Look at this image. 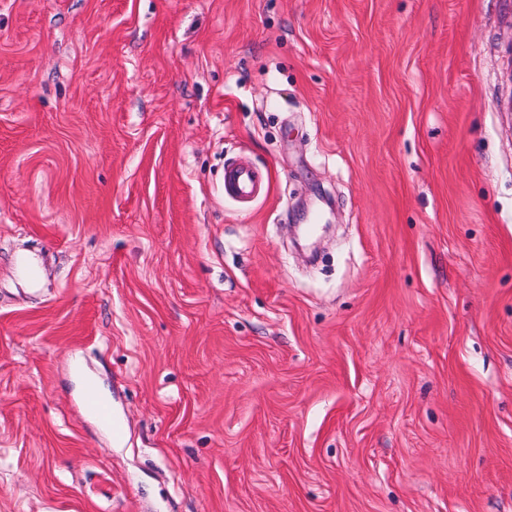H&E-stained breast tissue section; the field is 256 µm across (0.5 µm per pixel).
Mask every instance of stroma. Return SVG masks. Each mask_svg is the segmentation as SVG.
I'll list each match as a JSON object with an SVG mask.
<instances>
[{
  "label": "stroma",
  "instance_id": "stroma-1",
  "mask_svg": "<svg viewBox=\"0 0 512 512\" xmlns=\"http://www.w3.org/2000/svg\"><path fill=\"white\" fill-rule=\"evenodd\" d=\"M0 512H512V0H0ZM260 182L259 172L249 165L226 168L224 171V192L238 201H251L255 198ZM84 398L85 409L94 415L102 425L110 429L115 438H120L122 429L113 416L112 406L100 398L97 386L91 379L86 382Z\"/></svg>",
  "mask_w": 512,
  "mask_h": 512
}]
</instances>
